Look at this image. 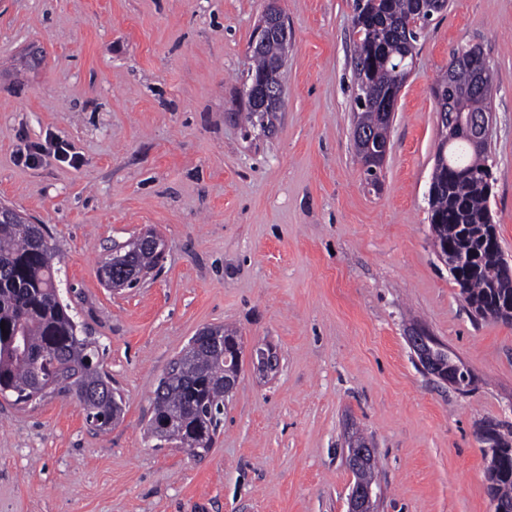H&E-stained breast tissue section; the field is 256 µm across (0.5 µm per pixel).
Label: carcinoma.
Wrapping results in <instances>:
<instances>
[{"label": "carcinoma", "instance_id": "carcinoma-1", "mask_svg": "<svg viewBox=\"0 0 512 512\" xmlns=\"http://www.w3.org/2000/svg\"><path fill=\"white\" fill-rule=\"evenodd\" d=\"M355 27L359 40L354 57L353 111L358 122L369 129L383 124L385 99L398 90L403 77V61L413 54L422 34L420 19L438 13L435 0H354ZM281 52V43L272 35L252 52L254 69L246 82L265 73ZM469 71L461 69L455 80L442 76L434 87L438 111L448 100H455L460 112H481L487 99L467 88ZM447 164L436 168L435 191L429 193L430 223L438 226L440 242L448 249L481 251L477 269L454 276L461 295L471 311L483 318L485 310L511 288H497V258L482 248L486 225L492 223L488 207L491 193L489 154L471 149L465 131L448 146ZM57 252L42 226L0 223V393L16 395L28 402L47 393L49 373L44 365L55 367L71 378L50 388L72 394L83 405L87 420L98 430H106L120 419L121 397L113 395L112 379L91 366L100 356L95 343L78 334V325L69 306L58 298L54 261ZM127 268L134 276L150 271L161 254L147 244L127 246L102 260L98 271L110 274L109 264ZM219 340L201 337L190 343L176 361L178 369L168 372L154 392L153 414L147 431L158 418L179 421L176 437L155 435L160 441L175 440L196 457L207 452L220 423L224 407L226 353L237 338L235 331L222 325L213 327ZM487 491L493 500L512 504V451L487 454Z\"/></svg>", "mask_w": 512, "mask_h": 512}]
</instances>
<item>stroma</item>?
<instances>
[{
	"instance_id": "stroma-1",
	"label": "stroma",
	"mask_w": 512,
	"mask_h": 512,
	"mask_svg": "<svg viewBox=\"0 0 512 512\" xmlns=\"http://www.w3.org/2000/svg\"><path fill=\"white\" fill-rule=\"evenodd\" d=\"M283 111L243 123L264 0H0V203L42 225L56 286L96 342L124 414L0 395V512H347L346 442L379 461V512H493L478 438L512 426V324L474 320L432 247L433 86L457 48L494 72L490 208L512 258V0H449L419 39L378 186L351 137L353 0H282ZM79 157L58 161L55 145ZM151 228L168 241L133 288L97 269ZM245 353L208 453L157 447L153 394L198 329ZM447 345L474 382L425 372ZM271 344L266 377L250 349ZM408 341L417 356L419 364L424 370L448 385L455 387V385L458 384L459 375L462 371V367L460 365H456L452 370H448V374L446 372L441 373L432 365V358L427 347L424 346L426 340L420 333L415 332L412 336H408ZM459 381L462 385V390L459 391H469L468 388L473 383L470 373L467 376H465L464 373L462 376L460 375Z\"/></svg>"
}]
</instances>
